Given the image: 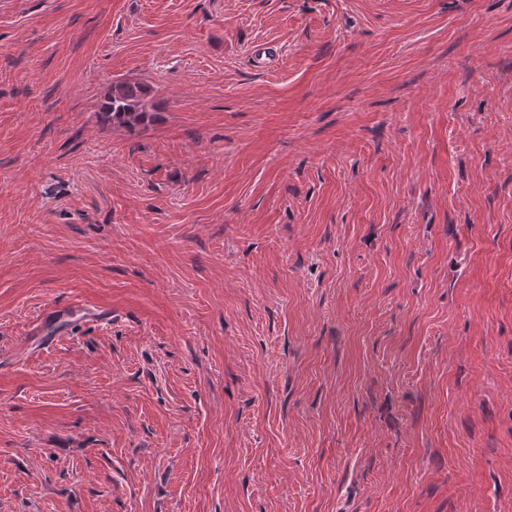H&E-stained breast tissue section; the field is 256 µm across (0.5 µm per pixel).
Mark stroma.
I'll list each match as a JSON object with an SVG mask.
<instances>
[{
    "mask_svg": "<svg viewBox=\"0 0 512 512\" xmlns=\"http://www.w3.org/2000/svg\"><path fill=\"white\" fill-rule=\"evenodd\" d=\"M0 512H512V0H0ZM151 93L152 89L140 82H115L97 112L104 122L135 130L153 120L156 104Z\"/></svg>",
    "mask_w": 512,
    "mask_h": 512,
    "instance_id": "stroma-1",
    "label": "stroma"
}]
</instances>
